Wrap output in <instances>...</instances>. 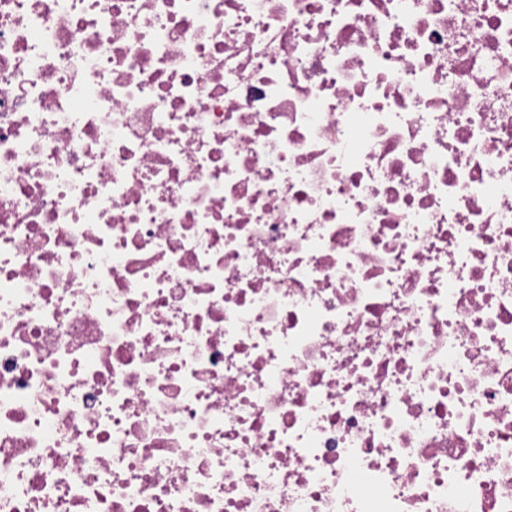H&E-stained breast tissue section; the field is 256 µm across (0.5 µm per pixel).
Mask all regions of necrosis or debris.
Returning <instances> with one entry per match:
<instances>
[{"instance_id": "4bbe7bcc", "label": "necrosis or debris", "mask_w": 512, "mask_h": 512, "mask_svg": "<svg viewBox=\"0 0 512 512\" xmlns=\"http://www.w3.org/2000/svg\"><path fill=\"white\" fill-rule=\"evenodd\" d=\"M0 512H512V0H0Z\"/></svg>"}]
</instances>
